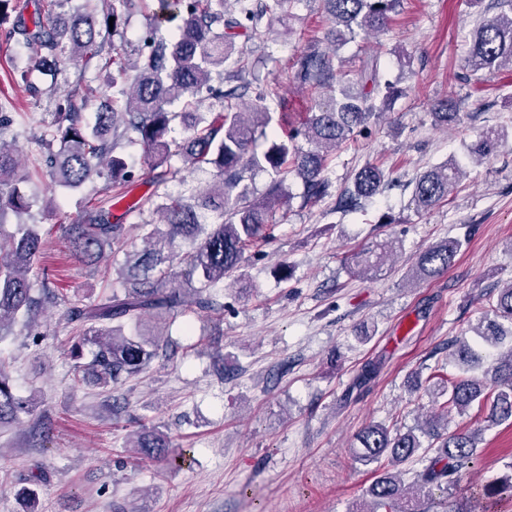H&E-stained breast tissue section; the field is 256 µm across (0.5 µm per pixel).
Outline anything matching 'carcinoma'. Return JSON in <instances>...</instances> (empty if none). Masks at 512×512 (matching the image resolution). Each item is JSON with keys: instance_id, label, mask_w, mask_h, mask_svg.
Instances as JSON below:
<instances>
[{"instance_id": "obj_1", "label": "carcinoma", "mask_w": 512, "mask_h": 512, "mask_svg": "<svg viewBox=\"0 0 512 512\" xmlns=\"http://www.w3.org/2000/svg\"><path fill=\"white\" fill-rule=\"evenodd\" d=\"M83 0L68 27L57 13L39 8L27 26L4 22L23 9L21 0H0V30L21 36L35 59L34 69L17 71L16 82L34 88L33 71L55 73L65 61L97 58L101 68L112 71V105L99 104L93 124L83 121V110L101 92L79 81L58 105L53 120L33 132L34 143L45 157L51 178L59 186L77 190L98 177L106 181L102 196L87 207L86 223L70 224L65 230L71 256L91 267L100 263L104 247L125 255L118 270L121 287L93 304L70 302L68 323L96 347L94 359L79 369L76 382L91 378L102 386L117 385L139 375L169 341L146 330L149 320L159 324L178 314L209 313L222 308L212 289L236 270L246 252L272 238L271 230L287 220L293 194L288 177L303 185V200L316 203L330 194L326 172L333 155L350 140L355 129L366 127L387 111L400 94L396 83L384 78L378 56L363 61L358 78L344 81V60L339 51L356 38L368 39L387 29L401 0H322L331 23L332 49L313 43L292 61V82L301 90L323 89L310 116L300 129L283 128L285 103L275 88L261 90L244 102L250 83L245 80L248 61L245 41L258 35L263 19L286 16L292 0H158L155 21L146 25L136 58L114 45L96 41V26L118 30L138 0H108L110 8L98 15ZM498 12L484 19L472 32L464 59L474 74L512 65V0H495ZM179 21L173 33L162 23ZM206 92L221 107L219 112L197 111L196 96ZM459 104L452 99L433 103L434 121L448 127L456 124ZM33 121L30 114L12 112L0 104V337L16 318L33 327L46 302L65 298L48 280L34 288L29 277L46 243L41 225L24 219L32 204L28 174L20 171L16 149L4 142L15 125ZM181 131V140L173 133ZM125 138L145 149L156 191L134 203L130 211L153 209L160 223H143L144 237L154 244L141 250L128 249L125 225L112 223V190L135 177L126 158L115 154V140ZM304 139L307 146L298 144ZM501 143L493 128L477 132L463 145L462 157L426 170L415 177L411 205L427 211L456 188L465 169L488 161ZM211 169L212 180L200 195H173L167 184L180 169ZM269 176L263 192L255 195L253 176ZM389 176L381 166L368 163L345 188L338 208L358 209L383 189ZM13 216V231L3 234L7 216ZM463 239L450 238L421 252L413 279L424 281L447 272L456 261ZM397 248L393 239L354 254L364 274L383 271ZM183 266L188 287L176 284L174 265ZM470 335L448 342V357L459 373L454 377L434 374L426 378V391L445 413L459 417L472 409L486 413L491 424L512 419V280L498 289L496 299L470 327ZM32 411V404L14 392L9 362L0 356V426ZM482 428L468 424L454 430L429 419L405 432H391L382 423H371L356 435L353 448L363 465L387 460L366 490L370 507L364 512H418L420 497H438L448 505V487L458 483L477 454ZM135 447L147 456L168 463L184 459L172 451L168 434L152 428L137 436ZM436 454L428 455L431 448ZM414 460L421 464L414 481L402 485L390 468ZM512 497V465L509 474L488 482L483 496L493 502Z\"/></svg>"}]
</instances>
